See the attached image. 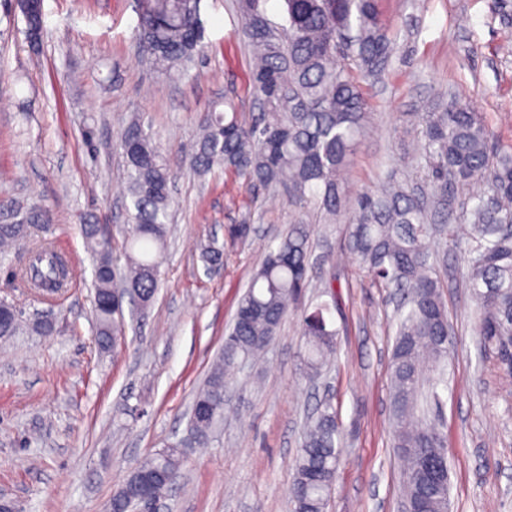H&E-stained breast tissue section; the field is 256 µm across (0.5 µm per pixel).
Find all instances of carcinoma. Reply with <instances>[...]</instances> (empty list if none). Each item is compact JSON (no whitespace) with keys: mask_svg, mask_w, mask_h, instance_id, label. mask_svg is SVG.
<instances>
[{"mask_svg":"<svg viewBox=\"0 0 512 512\" xmlns=\"http://www.w3.org/2000/svg\"><path fill=\"white\" fill-rule=\"evenodd\" d=\"M287 25L266 17V0H239L242 34L251 48V82L261 108L246 123L232 95L208 107L200 133L187 151L192 169L216 168L236 174L245 187H284L289 198L330 223L346 203L342 170L351 154L369 103L355 80L357 72H379L392 53L377 8L378 0H283ZM200 0H143L139 52L170 75H184L203 51ZM425 113L415 159L428 169L422 186L410 189L395 173L374 194L354 198L348 246L374 281L402 293L394 315L395 337L389 363L390 430L403 479L405 502L420 512H448L446 437L435 420L416 418L421 387L439 400L448 386V316L441 299L436 238L466 242V286L476 305L480 347L503 355L512 342V152L492 148L479 115L463 101H442ZM126 196L133 212L125 230L128 273L112 257V237L96 224L82 228L94 255L93 316L99 348L108 351L123 335L122 312L109 305L120 294L147 309L160 280L167 237L174 171L151 132L138 121L120 133ZM474 181L487 190L473 204L458 203L459 188ZM53 222L52 213L20 203L0 211V255L29 240V261L20 278L46 302L69 286L74 269L57 245L36 239L33 230ZM311 224H290L269 250L239 298L222 355L211 367L193 407L189 434L142 460L112 497L109 512H127L143 492L142 476L178 475L182 449L208 444L224 417L226 375L240 360L263 352L288 312L298 307L310 285ZM207 268L224 264V249L206 248ZM327 302L303 311L305 340L301 370L311 379L336 354L337 330ZM20 328L13 306L0 301V338ZM332 404H323L306 422L293 465L294 512H325L336 481L342 448Z\"/></svg>","mask_w":512,"mask_h":512,"instance_id":"cac0c4a2","label":"carcinoma"}]
</instances>
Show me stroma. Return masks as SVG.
<instances>
[{
    "instance_id": "1",
    "label": "stroma",
    "mask_w": 512,
    "mask_h": 512,
    "mask_svg": "<svg viewBox=\"0 0 512 512\" xmlns=\"http://www.w3.org/2000/svg\"><path fill=\"white\" fill-rule=\"evenodd\" d=\"M379 9L393 52L378 78H359L369 109L343 173L350 195L376 191L391 169L412 170L438 88L481 114L495 147L512 150V26L498 0H379ZM200 14L205 53L189 76L173 79L137 52L138 0H42L35 47L22 14L0 0V208L49 209L55 222L42 235L77 272L67 296L48 304L20 285L23 246L0 259V299L24 319L0 340V498L21 512H108L137 463L183 438L253 269L302 217L283 190L255 203L230 174L200 177L185 165L182 148L211 101L236 95L246 121L254 107L235 0H201ZM133 117L173 163L172 219L153 304L126 314L124 338L104 352L81 227L107 226L114 256L124 259L119 135ZM245 221L249 235L229 240L227 228ZM347 235L343 216L316 225L303 299L319 302L332 281L335 357L309 382L299 365L300 315L289 313L264 354L241 361L223 425L208 447L187 449L163 512H291L302 430L326 401L344 448L326 512H398L389 436L394 304L346 247ZM209 246L224 249L222 267L204 266ZM463 271L458 249L447 248L440 279L452 345L448 388L433 412L447 438L450 512H512V374L480 351ZM40 319L54 334L36 331Z\"/></svg>"
}]
</instances>
